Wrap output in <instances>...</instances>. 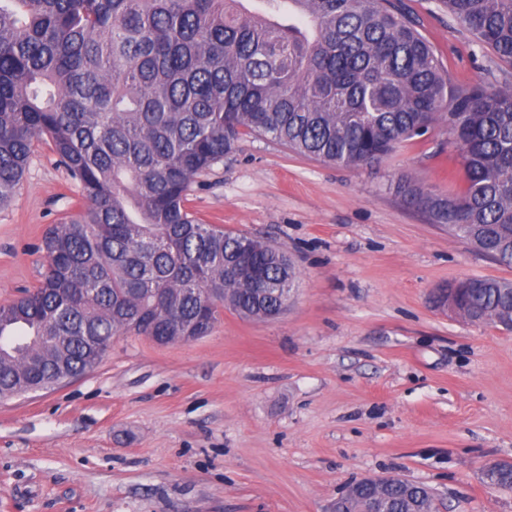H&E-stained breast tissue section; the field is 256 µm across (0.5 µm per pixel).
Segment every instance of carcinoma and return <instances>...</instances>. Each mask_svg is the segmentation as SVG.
Segmentation results:
<instances>
[{
	"mask_svg": "<svg viewBox=\"0 0 512 512\" xmlns=\"http://www.w3.org/2000/svg\"><path fill=\"white\" fill-rule=\"evenodd\" d=\"M0 0V205L38 141L85 209L47 230L41 279L0 305V399L91 370L121 335L202 337L229 308L279 315L297 285L278 247L186 207L195 178L245 134L343 167L381 162L438 123L466 187L397 190L433 224L512 267V91L448 84L398 0ZM512 64V0H440ZM460 315L512 317V281L448 284ZM487 484L512 490V469ZM435 512L424 485L352 484L361 512Z\"/></svg>",
	"mask_w": 512,
	"mask_h": 512,
	"instance_id": "1",
	"label": "carcinoma"
}]
</instances>
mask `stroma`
I'll list each match as a JSON object with an SVG mask.
<instances>
[{
  "label": "stroma",
  "mask_w": 512,
  "mask_h": 512,
  "mask_svg": "<svg viewBox=\"0 0 512 512\" xmlns=\"http://www.w3.org/2000/svg\"><path fill=\"white\" fill-rule=\"evenodd\" d=\"M447 79L512 86L439 0H404ZM445 124L372 167L266 137L196 178L190 210L288 252L299 275L278 318L221 310L212 332L158 345L116 337L86 374L0 401V512H328L353 481L421 483L438 512H512L487 487L512 462V332L436 307L448 283L512 267L430 223L397 193L465 186ZM38 145L0 207V304L37 284L45 232L80 209Z\"/></svg>",
  "instance_id": "obj_1"
}]
</instances>
